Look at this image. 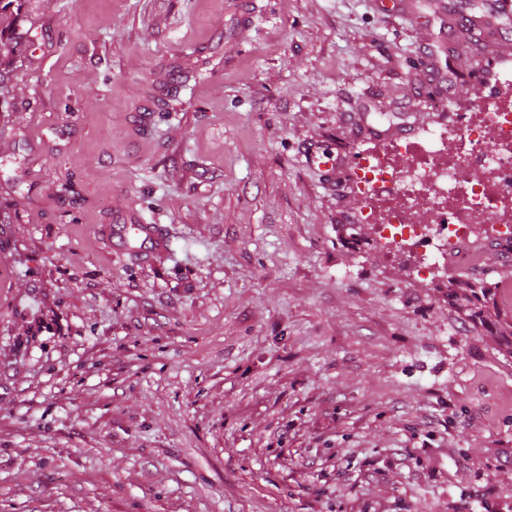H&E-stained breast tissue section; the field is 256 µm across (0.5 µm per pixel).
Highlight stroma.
Returning <instances> with one entry per match:
<instances>
[{
    "label": "stroma",
    "mask_w": 512,
    "mask_h": 512,
    "mask_svg": "<svg viewBox=\"0 0 512 512\" xmlns=\"http://www.w3.org/2000/svg\"><path fill=\"white\" fill-rule=\"evenodd\" d=\"M453 5L485 13L30 0L0 111V512H512V303L472 321L456 265L413 276L348 183L435 120L440 76L461 107L512 65V12L458 55Z\"/></svg>",
    "instance_id": "1"
}]
</instances>
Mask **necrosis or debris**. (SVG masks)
I'll return each mask as SVG.
<instances>
[{
    "mask_svg": "<svg viewBox=\"0 0 512 512\" xmlns=\"http://www.w3.org/2000/svg\"><path fill=\"white\" fill-rule=\"evenodd\" d=\"M437 124L388 141L365 155L351 186L364 200L363 223L379 227L378 244L388 253L409 250L416 275L432 274L453 257L469 267L474 228L490 225L491 244L512 256V82L498 81L492 94ZM432 213L417 223L414 206Z\"/></svg>",
    "mask_w": 512,
    "mask_h": 512,
    "instance_id": "obj_1",
    "label": "necrosis or debris"
}]
</instances>
